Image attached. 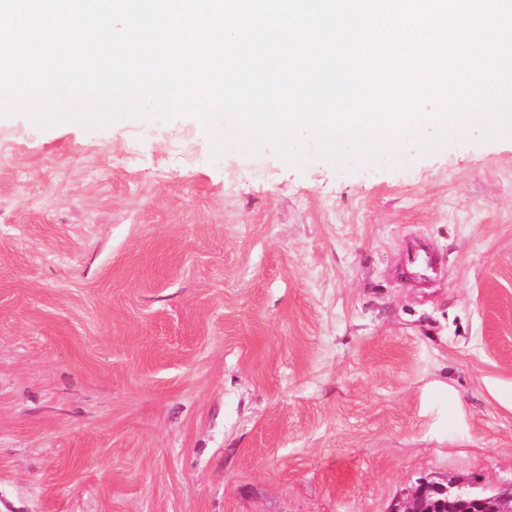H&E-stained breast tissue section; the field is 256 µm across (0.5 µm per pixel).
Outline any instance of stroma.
<instances>
[{"mask_svg":"<svg viewBox=\"0 0 512 512\" xmlns=\"http://www.w3.org/2000/svg\"><path fill=\"white\" fill-rule=\"evenodd\" d=\"M220 128L0 118V512L512 486V138L340 169Z\"/></svg>","mask_w":512,"mask_h":512,"instance_id":"obj_1","label":"stroma"}]
</instances>
